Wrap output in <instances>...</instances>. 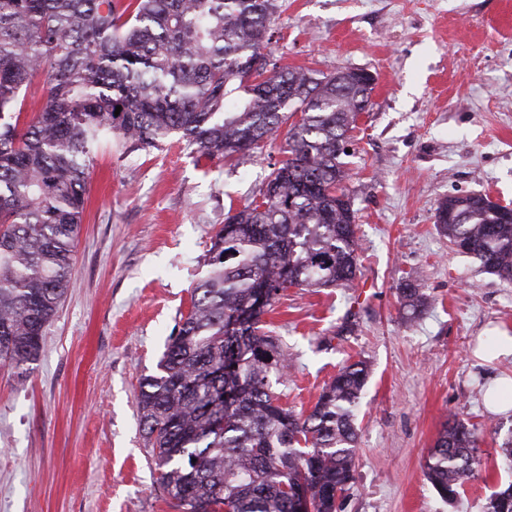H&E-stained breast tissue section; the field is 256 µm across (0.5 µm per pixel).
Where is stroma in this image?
Segmentation results:
<instances>
[{"instance_id": "35a3bbf8", "label": "stroma", "mask_w": 512, "mask_h": 512, "mask_svg": "<svg viewBox=\"0 0 512 512\" xmlns=\"http://www.w3.org/2000/svg\"><path fill=\"white\" fill-rule=\"evenodd\" d=\"M278 66L374 78L349 134L360 272L349 288H291L264 316L287 353L281 402L309 412L346 362L366 360L354 480L343 512H485L512 483L485 404L512 379V282L436 228L438 204L471 192L512 206V0H284ZM283 137L209 160L172 137L100 149L70 287L38 359L0 367V512H182L159 489L136 395L209 273L228 211L259 197ZM413 281L429 304L400 301ZM353 334L337 335L345 315ZM479 433L480 475L442 500L423 463L450 417Z\"/></svg>"}]
</instances>
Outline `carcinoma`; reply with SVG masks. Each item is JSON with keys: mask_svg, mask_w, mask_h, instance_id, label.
<instances>
[{"mask_svg": "<svg viewBox=\"0 0 512 512\" xmlns=\"http://www.w3.org/2000/svg\"><path fill=\"white\" fill-rule=\"evenodd\" d=\"M279 0H0V364L35 361L69 286L94 158L179 137L209 160L285 132L288 156L261 198L212 238L211 271L169 336L137 406L158 484L183 512H341L356 456L355 409L369 375L342 367L304 416L280 403L287 356L261 317L288 288L357 277L346 139L372 74L272 67ZM31 117L22 119L26 95ZM122 107L115 113L116 107ZM458 251L512 281V208L450 196L435 210ZM403 307L420 315L411 283ZM476 429L445 423L425 459L439 496L480 472ZM487 512H512V484Z\"/></svg>", "mask_w": 512, "mask_h": 512, "instance_id": "cac0c4a2", "label": "carcinoma"}]
</instances>
